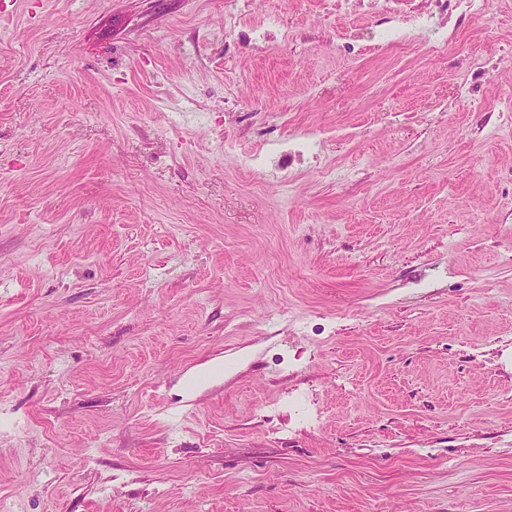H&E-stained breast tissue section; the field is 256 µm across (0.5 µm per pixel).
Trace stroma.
<instances>
[{"instance_id":"obj_1","label":"stroma","mask_w":512,"mask_h":512,"mask_svg":"<svg viewBox=\"0 0 512 512\" xmlns=\"http://www.w3.org/2000/svg\"><path fill=\"white\" fill-rule=\"evenodd\" d=\"M0 0V506L512 512V0Z\"/></svg>"}]
</instances>
